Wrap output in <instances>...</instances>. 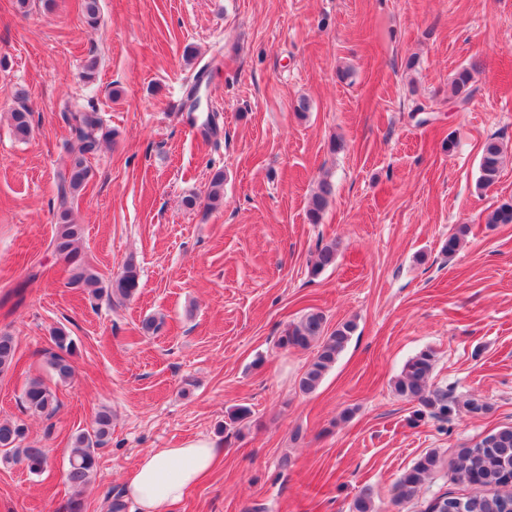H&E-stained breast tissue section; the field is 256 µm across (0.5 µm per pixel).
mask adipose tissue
<instances>
[{"instance_id":"adipose-tissue-1","label":"adipose tissue","mask_w":512,"mask_h":512,"mask_svg":"<svg viewBox=\"0 0 512 512\" xmlns=\"http://www.w3.org/2000/svg\"><path fill=\"white\" fill-rule=\"evenodd\" d=\"M220 453L208 439H191L177 448L141 454L124 484L136 512H174L187 490L211 469Z\"/></svg>"}]
</instances>
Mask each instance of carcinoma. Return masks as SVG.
Instances as JSON below:
<instances>
[{"mask_svg":"<svg viewBox=\"0 0 512 512\" xmlns=\"http://www.w3.org/2000/svg\"><path fill=\"white\" fill-rule=\"evenodd\" d=\"M474 64L463 66L454 74L451 85L456 102L463 105L474 96ZM20 103L11 112L14 135L24 140L31 134V112L24 102V95H18ZM72 135L78 142V149L69 153L61 161L62 172L57 184V196L60 201L58 224L52 238L55 253L68 267V285L80 288L93 298L107 295L114 301L123 302L132 298L140 286L139 269L129 260L120 273L113 276L107 286L96 269L86 259L78 247L82 228L74 223L69 199L80 192L89 181L91 169L89 156L97 152L100 141L112 135L103 130L99 114L94 111L73 112L66 117ZM504 150L495 139H489L483 147L479 161L477 186L485 189L499 178L503 165ZM333 186L330 181H320L309 202L308 220L319 223ZM209 206L218 207L224 200V171H216L208 185ZM488 224H511L512 203H503L486 217ZM336 262V245L326 244L316 249L310 260L309 273L316 277ZM356 329V324L346 321L329 331L322 312L311 310L296 323L288 325L279 337L278 345L283 348H308L317 344V351L301 375L298 387L304 394L314 392L325 374L336 363L339 355L348 345ZM51 341L54 349L47 352V363L55 377L63 382L74 376L72 356L75 343L62 327L52 330ZM17 344L13 336L0 334V374L8 372L16 362ZM435 354L425 349L411 357L404 364L394 381L393 389L397 395L409 401L419 402L420 409L415 411L416 419L426 416L440 421H451L465 408L473 414L485 413L490 406L480 400L471 399L459 403L446 392L430 389V379L434 369ZM25 409L33 415L52 417L59 401L53 389L39 379L31 380L23 392ZM252 423V411L247 406H238L228 412L225 426L240 432ZM111 428V415L103 409L89 430L77 432L72 438L66 480L75 490L67 504V512H83L79 492L87 485L97 471L98 449L107 444ZM25 423L13 420H0V464H22L32 474L38 475L49 467V456L44 448H35L24 444L26 439ZM458 462L453 470V480L475 492L453 495L447 492L435 495L424 502L421 512H456V505L465 504V512H512V426H502L478 441L464 444L457 450ZM441 466L439 455L428 452L422 455L414 465L406 470L399 480L401 499H411L418 493L427 477ZM353 512H376L373 493L370 488L360 490L353 503Z\"/></svg>","mask_w":512,"mask_h":512,"instance_id":"carcinoma-1","label":"carcinoma"}]
</instances>
